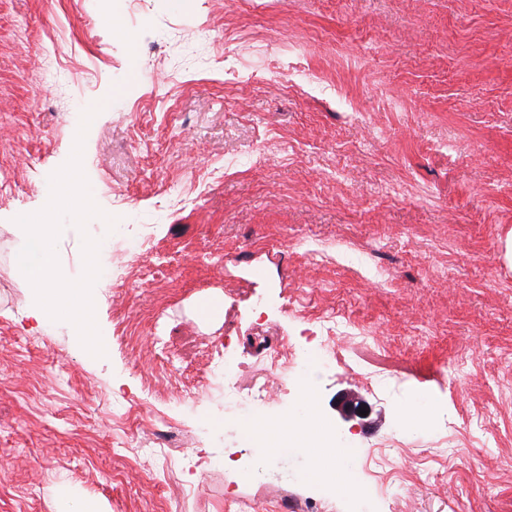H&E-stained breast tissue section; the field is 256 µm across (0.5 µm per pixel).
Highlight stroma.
I'll use <instances>...</instances> for the list:
<instances>
[{
    "label": "stroma",
    "instance_id": "stroma-1",
    "mask_svg": "<svg viewBox=\"0 0 512 512\" xmlns=\"http://www.w3.org/2000/svg\"><path fill=\"white\" fill-rule=\"evenodd\" d=\"M97 103L105 216L56 250L71 280L83 235L103 266L136 250L94 286L101 358L31 317L15 222ZM332 329L335 363L272 370ZM228 361L272 424L313 385L360 494L261 453L208 384ZM62 485L111 512H512V0H0V512Z\"/></svg>",
    "mask_w": 512,
    "mask_h": 512
}]
</instances>
